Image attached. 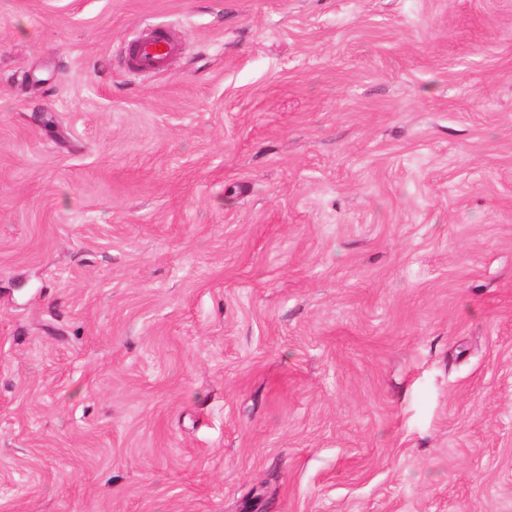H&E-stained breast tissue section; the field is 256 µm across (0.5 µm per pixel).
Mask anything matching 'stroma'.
<instances>
[{"mask_svg": "<svg viewBox=\"0 0 512 512\" xmlns=\"http://www.w3.org/2000/svg\"><path fill=\"white\" fill-rule=\"evenodd\" d=\"M0 512H512V0H0ZM175 49L163 32L153 30L139 43V48L128 64L137 70L159 69L163 66L166 57Z\"/></svg>", "mask_w": 512, "mask_h": 512, "instance_id": "1", "label": "stroma"}]
</instances>
